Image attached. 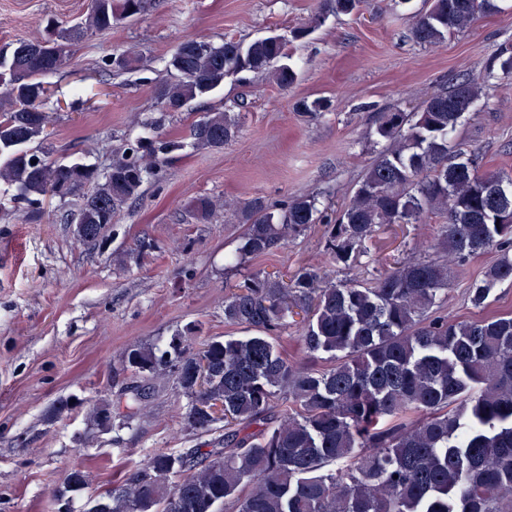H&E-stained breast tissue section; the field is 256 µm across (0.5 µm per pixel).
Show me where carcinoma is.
I'll return each mask as SVG.
<instances>
[{
    "label": "carcinoma",
    "mask_w": 512,
    "mask_h": 512,
    "mask_svg": "<svg viewBox=\"0 0 512 512\" xmlns=\"http://www.w3.org/2000/svg\"><path fill=\"white\" fill-rule=\"evenodd\" d=\"M359 0H325L324 10L347 15ZM145 0H92L84 21L68 29L47 21L44 34L0 54V181L39 208L52 190L82 198L77 212L105 238L112 220L140 194L145 180L191 146L220 150L239 131L240 113L215 108L189 126L185 143L140 137L101 173L52 158L47 88L41 77L69 61L67 46L88 31L138 16ZM500 9L499 0H429L411 38L439 44ZM288 41L273 34L248 45L220 46L183 39L168 60L171 79L153 87L161 105L180 112L241 72H260L282 89L297 73L282 59ZM125 51L105 65L135 67ZM512 79V46L486 73L453 83L415 112L381 113L374 134L389 143L355 185L335 217L313 194L269 205L255 198L235 209L245 225L235 258L260 257L312 224L327 227L325 251L334 266L350 268L368 255L366 243L390 224H423L440 215L427 259L385 262L368 283L337 281L310 265L279 275L257 269L224 296V323L256 331L244 338H212L196 345L192 329L163 346L133 342L119 371L141 379L118 402L101 396L86 409L87 425L104 431L112 405L119 424L142 414L155 387L172 383L186 399L184 428L212 434L206 449L157 452L129 470L88 512H512V312L458 320L443 311L455 268L496 248L501 258L469 291L483 308L500 284L512 283V175L478 173L476 155L450 139L484 94L489 80ZM315 118L330 101L298 103ZM40 144L36 150L28 148ZM194 218L209 222L216 200H191ZM304 313L298 341L323 369L290 358L277 336L293 309ZM209 360L207 387H196L200 354ZM224 400V428L208 411ZM79 407L53 405L54 422ZM333 465L335 469L326 470ZM75 467L55 490L53 505L71 512L68 492L88 483Z\"/></svg>",
    "instance_id": "carcinoma-1"
}]
</instances>
